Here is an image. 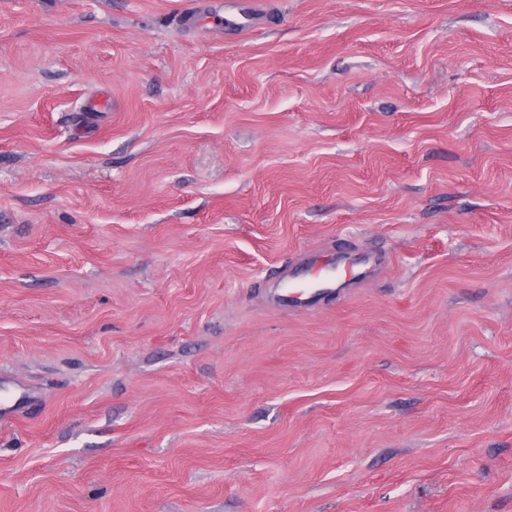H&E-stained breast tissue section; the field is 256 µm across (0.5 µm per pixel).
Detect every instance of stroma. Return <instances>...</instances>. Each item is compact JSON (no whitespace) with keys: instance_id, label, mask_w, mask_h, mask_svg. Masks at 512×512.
Here are the masks:
<instances>
[{"instance_id":"obj_1","label":"stroma","mask_w":512,"mask_h":512,"mask_svg":"<svg viewBox=\"0 0 512 512\" xmlns=\"http://www.w3.org/2000/svg\"><path fill=\"white\" fill-rule=\"evenodd\" d=\"M0 377V512H512V0H0ZM322 271V268H318L312 272H310V276L308 281L300 285H294L290 281H288L284 288H281V300L283 302H288V304L292 305V307L299 309H308L312 306L316 300L323 294L332 292L333 288H329L331 283V279L326 282V287L328 288H309L308 284L313 281H319L322 278H319Z\"/></svg>"}]
</instances>
